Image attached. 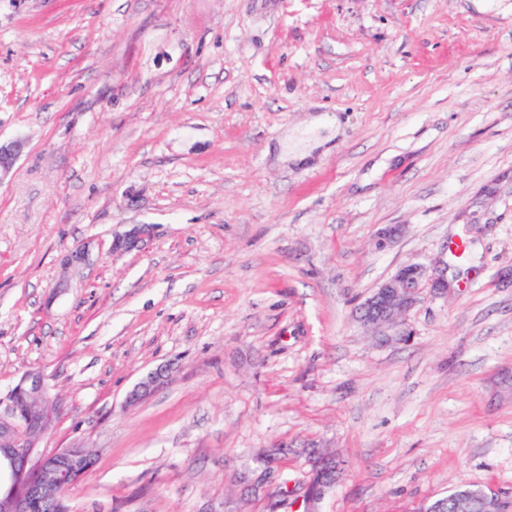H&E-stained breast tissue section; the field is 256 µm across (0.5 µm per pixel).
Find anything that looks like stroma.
I'll list each match as a JSON object with an SVG mask.
<instances>
[{"label":"stroma","mask_w":512,"mask_h":512,"mask_svg":"<svg viewBox=\"0 0 512 512\" xmlns=\"http://www.w3.org/2000/svg\"><path fill=\"white\" fill-rule=\"evenodd\" d=\"M0 140V394L42 373L41 448L92 452L70 512H269L236 475L279 443L286 512L304 447L319 512L512 500V0H0ZM411 262L447 288L373 335ZM150 234V226L146 224L135 225L121 237L112 241V251H129L137 247L138 243ZM448 280L429 276L419 263L400 266L357 309L362 324L378 336H409L400 315L413 307L421 288H447ZM451 502L453 512H474L469 509H480V512H506V506L492 491L471 486H460L443 501L433 504L429 511L440 512L444 504Z\"/></svg>","instance_id":"stroma-1"}]
</instances>
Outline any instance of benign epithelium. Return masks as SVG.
<instances>
[{"label":"benign epithelium","mask_w":512,"mask_h":512,"mask_svg":"<svg viewBox=\"0 0 512 512\" xmlns=\"http://www.w3.org/2000/svg\"><path fill=\"white\" fill-rule=\"evenodd\" d=\"M21 144L0 143V182L11 172ZM150 234V226H134L112 241V250L129 251ZM448 281L428 275L419 263L400 266L381 283L357 309L362 324L379 336H408L399 316L413 307L423 288H446ZM165 370L149 373L129 394L138 401L163 380ZM57 400L49 393L42 375L29 372L7 394L0 397V512H37L57 502L85 475L77 466L83 450L79 446L37 453L42 438L52 429ZM451 502L454 512H506V506L492 491L460 486L446 501L433 504L432 512Z\"/></svg>","instance_id":"1"}]
</instances>
